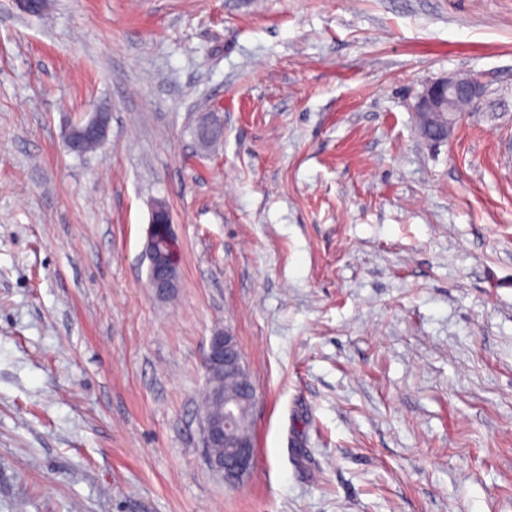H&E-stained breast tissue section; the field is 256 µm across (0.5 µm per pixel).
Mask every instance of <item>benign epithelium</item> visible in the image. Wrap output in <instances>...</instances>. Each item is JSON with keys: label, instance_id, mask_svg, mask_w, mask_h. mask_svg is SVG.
Segmentation results:
<instances>
[{"label": "benign epithelium", "instance_id": "7a95c632", "mask_svg": "<svg viewBox=\"0 0 512 512\" xmlns=\"http://www.w3.org/2000/svg\"><path fill=\"white\" fill-rule=\"evenodd\" d=\"M482 93L480 82L472 77H443L430 85L420 95L415 112L420 127H433L439 135L435 143L448 140L455 126L466 112L476 105ZM111 114L105 109L92 113L84 122L69 126L66 134L70 149L82 152L84 141L91 137L98 141L105 137ZM172 219L166 203L154 202L145 242V254L149 260V287L156 294L165 296L179 287L178 261L174 251ZM244 367L243 358L234 337L217 332L210 337L208 349L202 359V368L209 378L218 373V368ZM203 446L224 447L222 459L209 458L210 466L224 473V480L236 484L247 477L255 466L253 443L239 438L231 423V415L222 421L202 417Z\"/></svg>", "mask_w": 512, "mask_h": 512}]
</instances>
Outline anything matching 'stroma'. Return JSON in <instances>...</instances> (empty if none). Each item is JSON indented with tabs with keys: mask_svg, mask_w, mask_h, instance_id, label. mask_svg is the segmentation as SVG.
Returning a JSON list of instances; mask_svg holds the SVG:
<instances>
[{
	"mask_svg": "<svg viewBox=\"0 0 512 512\" xmlns=\"http://www.w3.org/2000/svg\"><path fill=\"white\" fill-rule=\"evenodd\" d=\"M455 75L478 109L429 143ZM219 330L256 390L236 485L201 443ZM0 512H512V0H0ZM482 93L480 82L472 77H443L428 85L420 95L415 112L419 127H433L439 135L432 140H448L465 112L474 108ZM110 117V112L99 109L92 112L86 121L69 126L66 138L70 149L81 153V147L84 143V153L94 150L99 144L97 141H84L91 137L101 142L107 133ZM172 219L166 203L155 201L145 242L149 260V288L165 296L179 287L178 261L174 251ZM224 365L229 369L244 368L243 358L234 336L217 332L210 336L208 349L202 359V368L206 375L212 379L218 373V368Z\"/></svg>",
	"mask_w": 512,
	"mask_h": 512,
	"instance_id": "1",
	"label": "stroma"
}]
</instances>
